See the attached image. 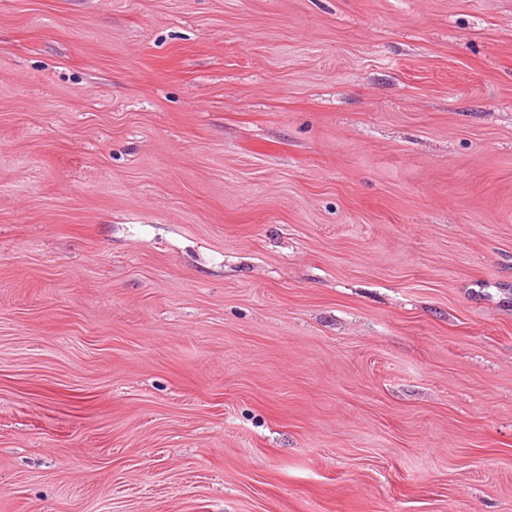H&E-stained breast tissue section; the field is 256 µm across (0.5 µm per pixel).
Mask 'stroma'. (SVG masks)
I'll return each mask as SVG.
<instances>
[{
	"label": "stroma",
	"mask_w": 512,
	"mask_h": 512,
	"mask_svg": "<svg viewBox=\"0 0 512 512\" xmlns=\"http://www.w3.org/2000/svg\"><path fill=\"white\" fill-rule=\"evenodd\" d=\"M0 512H512V0H0Z\"/></svg>",
	"instance_id": "stroma-1"
}]
</instances>
